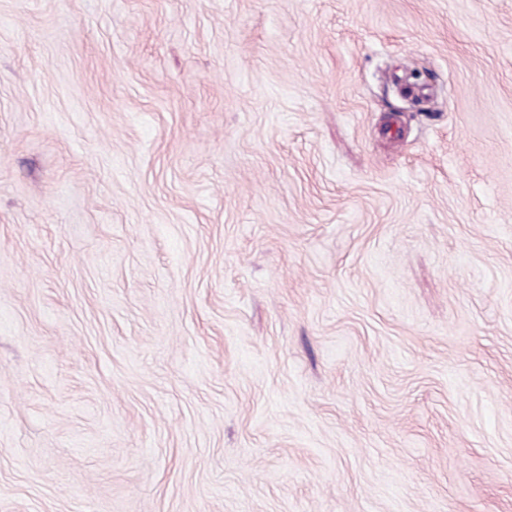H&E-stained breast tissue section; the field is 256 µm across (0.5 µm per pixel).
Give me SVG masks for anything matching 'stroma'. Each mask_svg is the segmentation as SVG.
Returning <instances> with one entry per match:
<instances>
[{"label": "stroma", "instance_id": "35a3bbf8", "mask_svg": "<svg viewBox=\"0 0 512 512\" xmlns=\"http://www.w3.org/2000/svg\"><path fill=\"white\" fill-rule=\"evenodd\" d=\"M0 512H512V0H0Z\"/></svg>", "mask_w": 512, "mask_h": 512}]
</instances>
